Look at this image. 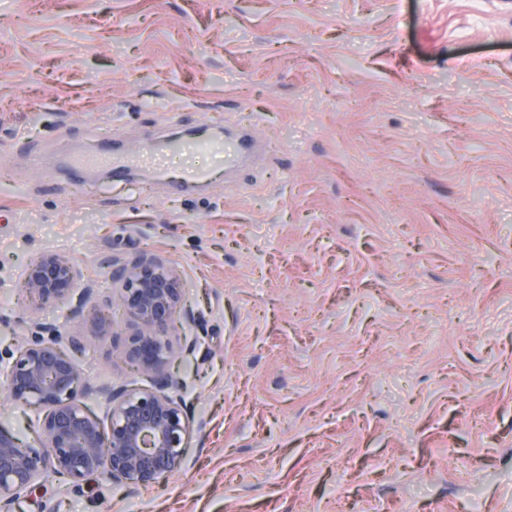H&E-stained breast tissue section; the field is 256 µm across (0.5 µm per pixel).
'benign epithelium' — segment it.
<instances>
[{
    "instance_id": "obj_1",
    "label": "benign epithelium",
    "mask_w": 512,
    "mask_h": 512,
    "mask_svg": "<svg viewBox=\"0 0 512 512\" xmlns=\"http://www.w3.org/2000/svg\"><path fill=\"white\" fill-rule=\"evenodd\" d=\"M109 266L113 293L132 318L126 356L159 388L92 384L73 356L81 344L56 324L31 320L33 340L8 362L0 359L8 399L35 413L30 441L0 428V512H12L15 501L47 472L81 489L99 475L146 486L182 467L193 422L176 394L180 382L170 372L176 350L169 331L181 320L194 321L195 314L184 303L176 268L147 255L112 259ZM83 281L81 266L42 251L18 288L29 299L31 315L68 302L73 316L91 317L97 335H113ZM90 396L103 399L109 425L85 404Z\"/></svg>"
}]
</instances>
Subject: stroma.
<instances>
[{
    "mask_svg": "<svg viewBox=\"0 0 512 512\" xmlns=\"http://www.w3.org/2000/svg\"><path fill=\"white\" fill-rule=\"evenodd\" d=\"M243 113L265 151L178 194L62 169ZM44 250L111 308L39 314L97 385H149L103 257L179 271L194 423L155 484L14 512H512V0H0L1 355Z\"/></svg>",
    "mask_w": 512,
    "mask_h": 512,
    "instance_id": "1",
    "label": "stroma"
}]
</instances>
